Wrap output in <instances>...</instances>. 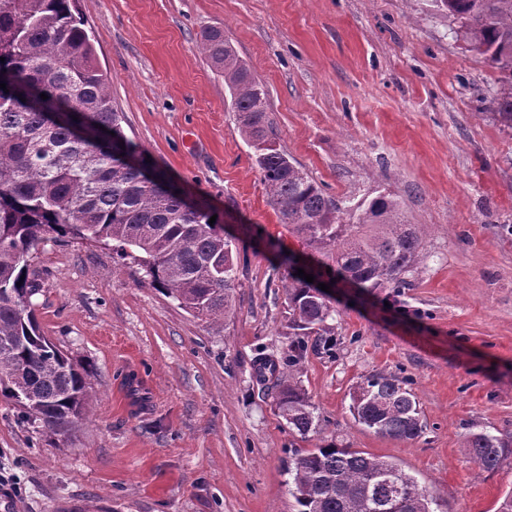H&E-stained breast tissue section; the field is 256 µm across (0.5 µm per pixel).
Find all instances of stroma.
<instances>
[{"mask_svg": "<svg viewBox=\"0 0 512 512\" xmlns=\"http://www.w3.org/2000/svg\"><path fill=\"white\" fill-rule=\"evenodd\" d=\"M126 135L232 241L236 288L207 324L149 285L113 243L50 239L29 264L45 335L93 373L67 437L32 433L0 397V512H296L287 470L316 439L291 431L258 357L294 330L285 285L317 253L280 224L224 80L200 50L223 29L267 92L279 143L326 193L397 197L427 227L401 288L336 281L331 346L298 380L321 439L399 463L443 512H496L512 460L479 471L466 439L512 435V129L494 117L501 72L433 0H77ZM409 379L423 434L355 424L354 386Z\"/></svg>", "mask_w": 512, "mask_h": 512, "instance_id": "1", "label": "stroma"}]
</instances>
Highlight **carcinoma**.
Listing matches in <instances>:
<instances>
[{
  "mask_svg": "<svg viewBox=\"0 0 512 512\" xmlns=\"http://www.w3.org/2000/svg\"><path fill=\"white\" fill-rule=\"evenodd\" d=\"M459 24L468 48L505 72L495 116L512 129V0H435ZM201 50L224 77L231 111L280 222L332 261L360 288H399L420 259L426 225L409 224L391 194L347 205L325 190L274 137L267 93L224 31L204 35ZM0 396L22 422L64 436L83 419L91 375L44 335L35 309L40 275L28 257L57 236L112 241L145 268L150 284L211 323L230 312L236 270L222 222L203 202L187 203L166 173L124 133L107 79L74 0H0ZM46 94L43 99L40 94ZM137 159L134 169L127 159ZM297 337L279 358L255 365L273 382L288 427L306 438L320 419L295 372L309 349L328 343L333 309L313 284L288 280ZM354 422L394 440L423 432L408 381L364 376L351 396ZM482 471L512 458V440L480 432L466 442ZM288 492L297 512H435L429 489L389 459L329 442L294 455Z\"/></svg>",
  "mask_w": 512,
  "mask_h": 512,
  "instance_id": "carcinoma-1",
  "label": "carcinoma"
}]
</instances>
